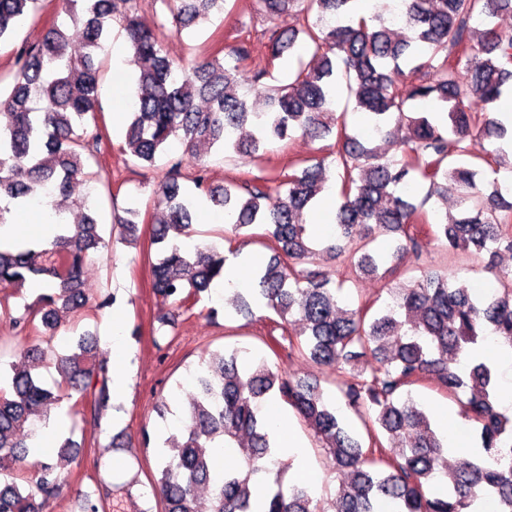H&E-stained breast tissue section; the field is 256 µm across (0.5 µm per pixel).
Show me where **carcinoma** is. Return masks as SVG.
<instances>
[{
  "label": "carcinoma",
  "instance_id": "carcinoma-1",
  "mask_svg": "<svg viewBox=\"0 0 512 512\" xmlns=\"http://www.w3.org/2000/svg\"><path fill=\"white\" fill-rule=\"evenodd\" d=\"M237 0H161L176 34L232 13ZM411 40L395 37L385 10L354 14L356 0H253L252 9L270 27L262 38H241L228 65L211 54L191 64L176 60L155 22L140 12L138 0H67L68 15L82 26V51L67 54L69 34L57 21L43 40L20 49L12 81L0 93V226L12 221V206L36 203L60 228L50 242L0 248V287L22 289L41 283L32 302L14 310L0 298V314L14 338L22 340L0 387V512H42L41 503L60 496L62 472L78 460L71 426L55 458L32 463L27 441L38 424L48 426L50 411L66 407L71 420L96 428L120 407L112 404V367L99 339L81 334L70 349L53 346L63 315H84L115 306L118 296L90 301L82 288L89 254L107 247L98 216L87 198L76 204L80 217L64 212L71 187L87 176L86 162L106 147L100 105L103 42L113 22L130 40L133 108L121 151L135 163L154 164L175 141L187 152L219 145L244 161H255L269 143L301 133L334 135L326 155L298 159L293 173L248 182L210 181L206 165L182 176L173 165L152 189L150 204L161 210L150 232L156 246L150 260L154 292L189 311L224 279V249L187 245L193 236L196 198L182 191L181 179L224 210L228 237L249 229L272 252L251 274V287L233 292L224 315L257 308L271 314L266 345L288 355L336 368V387L346 405L359 413L367 441L352 435L316 383L273 370L247 347L209 352L196 369L187 394L183 431L173 432L158 450L160 477L153 479L162 512H202L198 491L210 493L207 512H254V483L272 473L264 512H379L391 501L400 512H475L491 504L512 512V418L495 408L496 376L488 359L471 352L490 335L512 348V267L496 259L512 252V197L501 184L486 191L481 169L512 172V127L495 115V105L512 88V30L490 25L499 12H512V0H402ZM297 25L282 27L288 15ZM41 21L40 0H0V46L11 43L27 20ZM309 61L288 83L267 86L265 74L251 79L254 102L237 93L239 63L257 48L276 61L295 46ZM345 82L355 109L365 115L373 136L398 143V157L369 147L350 127L346 113L332 108L334 89ZM486 137L495 147L467 164L469 141ZM340 180L334 241L319 246L302 223L328 180ZM428 195L456 193L457 213H427L403 198L414 182ZM137 208L114 217L125 243L138 238ZM380 235L393 236V266L372 249ZM455 261L460 254L485 262L499 289L481 297L455 281V273L426 276L408 285L390 280L394 264L407 252L421 258L431 242ZM340 258L339 281L364 277L381 282L388 299L377 312L361 302L344 304L330 281L310 268L323 255ZM280 335H275V332ZM55 359L59 379L47 384L36 372ZM460 401L462 415L481 425L479 448L448 469V443L410 387L425 378ZM277 396L313 432L336 471L350 475L335 501L325 504L306 486H284L283 463L262 400ZM399 439L389 448L383 439ZM222 448L242 449V459L217 473ZM80 512H121L112 484L103 477L80 494Z\"/></svg>",
  "mask_w": 512,
  "mask_h": 512
}]
</instances>
